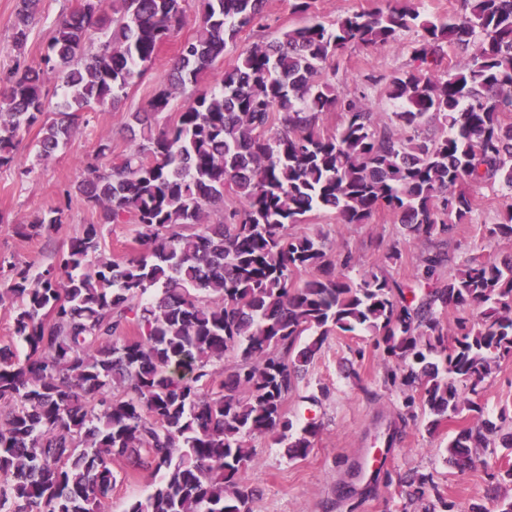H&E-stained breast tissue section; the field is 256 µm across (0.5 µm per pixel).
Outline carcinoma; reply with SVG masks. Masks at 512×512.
<instances>
[{
    "mask_svg": "<svg viewBox=\"0 0 512 512\" xmlns=\"http://www.w3.org/2000/svg\"><path fill=\"white\" fill-rule=\"evenodd\" d=\"M182 2L80 0L32 64L40 0H17L0 169L15 164L21 132L43 130L48 160L88 112L118 109L181 25ZM198 2V34L180 43L171 79L124 123L138 144L107 166L102 140L87 162L78 191L93 221L40 272L0 261V305H16L13 336L26 349L0 347V512H101L117 463L158 478L126 512H248L240 475L252 439L285 441L295 459L314 448L319 426L292 433L285 402L333 333L372 336L385 381L404 408L428 414V430L471 413L448 441L449 467L470 468L496 442L512 448L508 410L495 422L478 400L492 364L512 358V255L458 264L448 250L476 210L469 189L512 191V123L501 120L512 112V0H460L445 21L403 3L328 26L315 0H293L304 25L241 52L218 87L160 128L177 93L263 18L264 0ZM412 29L413 65L368 77L386 83L396 111L380 116L365 94L318 83L337 54L394 45ZM53 82L66 98L52 118ZM327 112L342 114L334 132L320 125ZM431 123L440 133L429 137ZM226 192L236 205L209 223ZM380 209L398 216L406 241L427 245L423 277L436 287L373 269L353 279L352 249L292 230L312 213L368 224ZM64 220L58 205L14 232L32 240ZM108 224L139 228L135 256H105ZM485 235L512 240L511 203ZM408 487L424 512H457L432 474Z\"/></svg>",
    "mask_w": 512,
    "mask_h": 512,
    "instance_id": "obj_1",
    "label": "carcinoma"
}]
</instances>
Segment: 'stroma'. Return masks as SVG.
<instances>
[{"instance_id":"1","label":"stroma","mask_w":512,"mask_h":512,"mask_svg":"<svg viewBox=\"0 0 512 512\" xmlns=\"http://www.w3.org/2000/svg\"><path fill=\"white\" fill-rule=\"evenodd\" d=\"M79 0H41L37 23L26 45L30 60H39L53 29ZM293 0H266L265 19L241 32L227 44L224 55L203 76L199 87L217 86L221 73L234 64L240 52L256 43L280 37L284 31L301 26L306 18L294 13ZM181 26L161 48L152 69L128 90L119 111L102 107L91 113L88 126L77 130L65 149L47 161L37 159L38 129L21 133L16 150L17 165L0 169V260L18 266L44 269L82 225L91 223L92 212L75 188L87 175L85 161L100 141H107L109 162L119 161L133 146L124 128V114L142 111L155 88L167 82L171 64L180 43L195 34L199 18L193 0H186ZM416 32L405 33L400 44L377 48L354 47L331 60L319 77L347 93L365 91V102L375 111L393 112L383 84H371L369 76H388L409 68ZM32 168L31 177L20 176L23 168ZM71 200L65 221L54 232L34 240L15 235L13 226L29 222L57 204L63 193ZM476 212L473 223L460 227L449 243L450 252L462 258L469 255L512 254V240L487 241L483 227L496 223L512 194L501 188L474 189ZM304 231L323 232L329 244L356 250L359 263L350 269L359 277L369 269H384L397 280L411 284L425 250L424 244L403 242L400 225L393 216L377 213L368 224H341L335 215L314 213L303 225ZM400 244L402 259L392 264L385 254ZM369 336L328 337L320 354L309 366L296 393L289 395L285 409L295 427L308 422L320 426V434L310 454L290 458L285 444L272 437L254 439L255 456L245 470L241 484L251 493L249 512H403L406 505L403 479L411 471L430 472L445 495L456 501L460 512L470 505H487L494 512L495 502L486 498L491 476L505 463L512 462V449L489 447L480 453L465 471L448 468L443 455L452 426L428 432L423 417L408 420L392 448H383L381 439L389 422L403 410L402 396L384 384V371L372 356L355 359L352 350L368 345ZM489 418H497L501 409H512V360L498 361L485 382L480 397ZM386 449L387 459L381 478L365 471L364 461ZM359 469L355 481L357 494L350 499L336 497V486L346 480L350 469Z\"/></svg>"}]
</instances>
